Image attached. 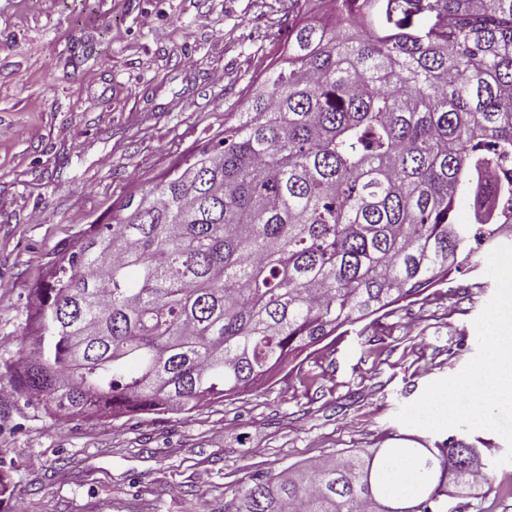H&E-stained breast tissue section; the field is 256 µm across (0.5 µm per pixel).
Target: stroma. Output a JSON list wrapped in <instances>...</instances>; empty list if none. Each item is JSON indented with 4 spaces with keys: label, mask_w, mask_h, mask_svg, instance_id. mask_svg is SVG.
<instances>
[{
    "label": "stroma",
    "mask_w": 512,
    "mask_h": 512,
    "mask_svg": "<svg viewBox=\"0 0 512 512\" xmlns=\"http://www.w3.org/2000/svg\"><path fill=\"white\" fill-rule=\"evenodd\" d=\"M93 4L0 0V512H224L256 473L449 440L488 464L461 512H512V405L448 400L492 374L512 239L276 382L186 415L54 417L15 392L57 252L220 134L287 38L288 0Z\"/></svg>",
    "instance_id": "stroma-1"
}]
</instances>
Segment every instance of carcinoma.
Here are the masks:
<instances>
[{
	"label": "carcinoma",
	"mask_w": 512,
	"mask_h": 512,
	"mask_svg": "<svg viewBox=\"0 0 512 512\" xmlns=\"http://www.w3.org/2000/svg\"><path fill=\"white\" fill-rule=\"evenodd\" d=\"M292 0L251 106L36 288L13 387L61 417L189 414L252 392L340 329L478 266L512 224V0ZM473 197L475 223L453 218ZM356 449L256 473L224 512H448L475 448Z\"/></svg>",
	"instance_id": "carcinoma-1"
}]
</instances>
